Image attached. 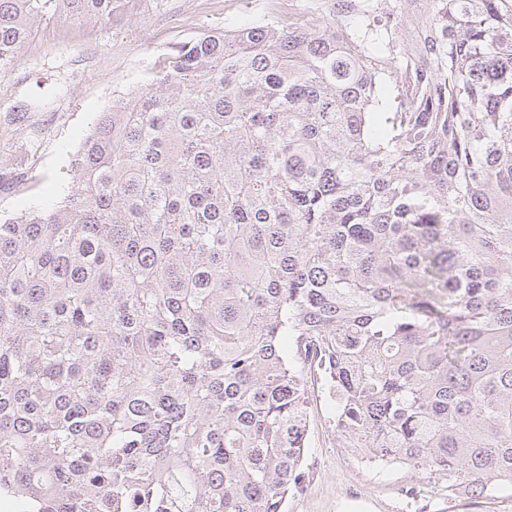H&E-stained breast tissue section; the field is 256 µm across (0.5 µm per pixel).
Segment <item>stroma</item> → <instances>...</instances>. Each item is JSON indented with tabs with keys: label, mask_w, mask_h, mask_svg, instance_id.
Here are the masks:
<instances>
[{
	"label": "stroma",
	"mask_w": 512,
	"mask_h": 512,
	"mask_svg": "<svg viewBox=\"0 0 512 512\" xmlns=\"http://www.w3.org/2000/svg\"><path fill=\"white\" fill-rule=\"evenodd\" d=\"M332 21L317 0H134L117 28L64 16L37 22L19 65L0 76V219L60 201L70 157L100 112L181 43L254 22ZM335 407L326 396L310 407L308 447L285 512H512L511 489L493 501L452 500L428 471L383 470L341 447Z\"/></svg>",
	"instance_id": "stroma-1"
}]
</instances>
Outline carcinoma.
Segmentation results:
<instances>
[{"mask_svg":"<svg viewBox=\"0 0 512 512\" xmlns=\"http://www.w3.org/2000/svg\"><path fill=\"white\" fill-rule=\"evenodd\" d=\"M129 0H0L32 23ZM180 45L0 224V500L284 512L310 364L342 446L512 488V0H335Z\"/></svg>","mask_w":512,"mask_h":512,"instance_id":"carcinoma-1","label":"carcinoma"}]
</instances>
